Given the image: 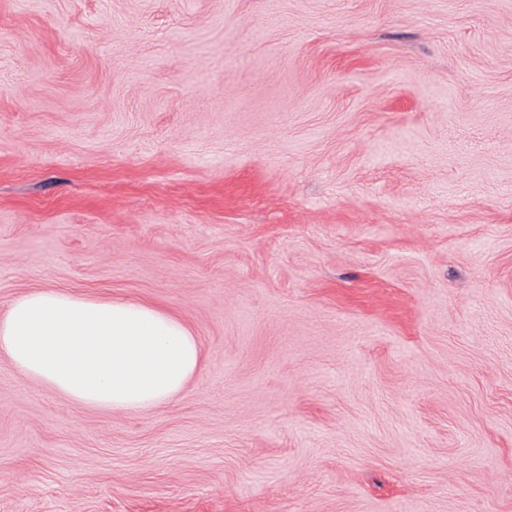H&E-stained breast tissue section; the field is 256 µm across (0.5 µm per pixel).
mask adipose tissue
<instances>
[{
    "mask_svg": "<svg viewBox=\"0 0 512 512\" xmlns=\"http://www.w3.org/2000/svg\"><path fill=\"white\" fill-rule=\"evenodd\" d=\"M0 355L76 405L136 413L184 390L201 347L186 323L162 308L42 289L0 311Z\"/></svg>",
    "mask_w": 512,
    "mask_h": 512,
    "instance_id": "obj_1",
    "label": "adipose tissue"
}]
</instances>
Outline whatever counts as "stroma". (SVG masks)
<instances>
[{"label":"stroma","instance_id":"stroma-1","mask_svg":"<svg viewBox=\"0 0 512 512\" xmlns=\"http://www.w3.org/2000/svg\"><path fill=\"white\" fill-rule=\"evenodd\" d=\"M185 321L135 416L0 355V512H512V0H0V310Z\"/></svg>","mask_w":512,"mask_h":512}]
</instances>
